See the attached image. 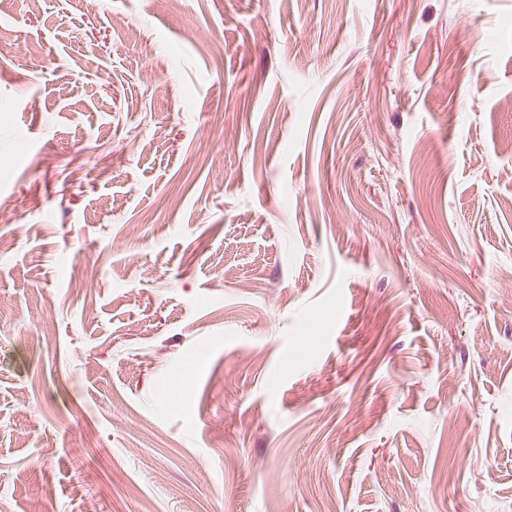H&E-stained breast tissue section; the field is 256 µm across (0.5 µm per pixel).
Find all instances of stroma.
<instances>
[{
	"label": "stroma",
	"mask_w": 512,
	"mask_h": 512,
	"mask_svg": "<svg viewBox=\"0 0 512 512\" xmlns=\"http://www.w3.org/2000/svg\"><path fill=\"white\" fill-rule=\"evenodd\" d=\"M8 206L0 512H512V0H0Z\"/></svg>",
	"instance_id": "35a3bbf8"
}]
</instances>
